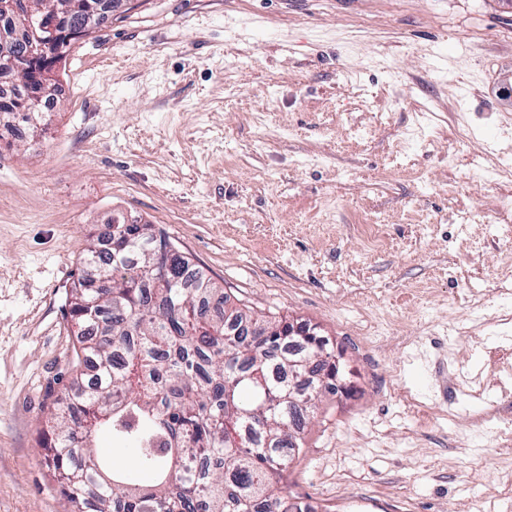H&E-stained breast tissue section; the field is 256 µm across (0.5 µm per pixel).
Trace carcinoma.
I'll return each mask as SVG.
<instances>
[{
    "mask_svg": "<svg viewBox=\"0 0 512 512\" xmlns=\"http://www.w3.org/2000/svg\"><path fill=\"white\" fill-rule=\"evenodd\" d=\"M30 1L76 2L11 0L0 32L22 26ZM25 95L19 83L0 92L1 126ZM56 95L51 81L23 116L31 133ZM83 266L89 275L67 293L80 328L69 359L75 388L50 392L55 438L44 444L71 512H310L281 479L302 449L300 417L316 408L290 380L316 389L336 376L323 337L273 335L282 320L250 335L252 315L149 224L104 225ZM102 429L136 455L137 476L101 467Z\"/></svg>",
    "mask_w": 512,
    "mask_h": 512,
    "instance_id": "carcinoma-1",
    "label": "carcinoma"
}]
</instances>
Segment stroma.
<instances>
[{
  "label": "stroma",
  "instance_id": "35a3bbf8",
  "mask_svg": "<svg viewBox=\"0 0 512 512\" xmlns=\"http://www.w3.org/2000/svg\"><path fill=\"white\" fill-rule=\"evenodd\" d=\"M0 141V512L41 453L94 226L162 231L345 373L285 480L315 512H512V0H116Z\"/></svg>",
  "mask_w": 512,
  "mask_h": 512
}]
</instances>
